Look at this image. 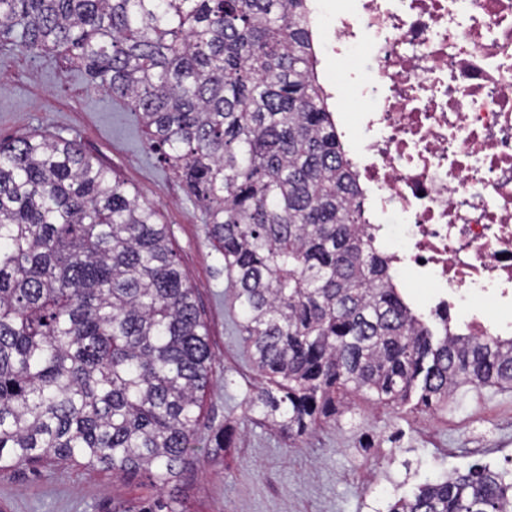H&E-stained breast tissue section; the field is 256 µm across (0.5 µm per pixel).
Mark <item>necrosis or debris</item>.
I'll return each mask as SVG.
<instances>
[{"label":"necrosis or debris","mask_w":512,"mask_h":512,"mask_svg":"<svg viewBox=\"0 0 512 512\" xmlns=\"http://www.w3.org/2000/svg\"><path fill=\"white\" fill-rule=\"evenodd\" d=\"M321 57L356 54L361 232L413 311L512 337V0H340Z\"/></svg>","instance_id":"necrosis-or-debris-1"}]
</instances>
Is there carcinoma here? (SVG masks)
<instances>
[{"instance_id":"obj_1","label":"carcinoma","mask_w":512,"mask_h":512,"mask_svg":"<svg viewBox=\"0 0 512 512\" xmlns=\"http://www.w3.org/2000/svg\"><path fill=\"white\" fill-rule=\"evenodd\" d=\"M306 2L0 0V45L55 53L124 101L196 197L268 377L248 409L294 437L342 417L349 391L432 408L512 384V339L435 334L363 238ZM210 379L170 227L78 144L0 142V465L145 470L159 495L112 512H182L169 489ZM506 476L443 473L387 512H509Z\"/></svg>"}]
</instances>
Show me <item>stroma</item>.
I'll list each match as a JSON object with an SVG mask.
<instances>
[{"mask_svg":"<svg viewBox=\"0 0 512 512\" xmlns=\"http://www.w3.org/2000/svg\"><path fill=\"white\" fill-rule=\"evenodd\" d=\"M34 133L80 143L171 229L213 354L198 437L227 421L236 429L231 447L199 448L193 469L180 477L174 493L185 512H384L440 474L476 464L512 469V389L466 384L436 409L357 394L349 398L351 413L296 440L259 424L245 396L264 378L234 329L224 257L196 199L148 149L125 103L54 58L0 47V140ZM156 493L145 471L116 479L74 463L0 468V512H106Z\"/></svg>","mask_w":512,"mask_h":512,"instance_id":"obj_1","label":"stroma"}]
</instances>
